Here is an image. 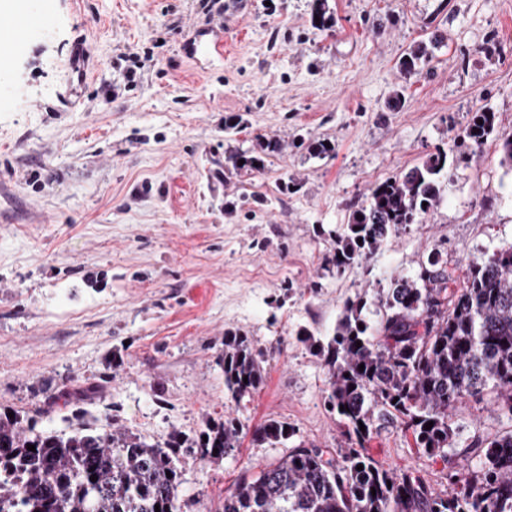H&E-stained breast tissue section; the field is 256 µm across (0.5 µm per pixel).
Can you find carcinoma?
<instances>
[{"mask_svg": "<svg viewBox=\"0 0 512 512\" xmlns=\"http://www.w3.org/2000/svg\"><path fill=\"white\" fill-rule=\"evenodd\" d=\"M328 11L327 0H312L321 29L332 26ZM426 56L425 46L412 47L400 66L410 73ZM494 131L493 112L474 113L464 130L471 154L481 153ZM447 176L448 152L439 149L374 184L353 221L335 235L337 270L368 259L419 223L440 201ZM451 281L447 266L431 257L415 276L343 301L333 333L314 347L328 403L350 447L334 455L293 446L224 493L223 512H512V432L459 448L453 427L460 405L486 395L512 419V245L471 262L461 286ZM371 306L383 312L374 324L364 314ZM263 363L247 337L225 334L224 388L231 399L258 391ZM383 423L398 425L416 447L448 463L446 490L436 491L414 469L377 465L367 443ZM202 435L196 448L205 460L234 451L246 431L239 419L226 417ZM295 435L290 423L272 419L253 431V440L275 448ZM180 447L177 435L159 444L109 425L81 424L66 434L0 416V512H181Z\"/></svg>", "mask_w": 512, "mask_h": 512, "instance_id": "obj_1", "label": "carcinoma"}]
</instances>
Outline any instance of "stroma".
Here are the masks:
<instances>
[{"instance_id":"1","label":"stroma","mask_w":512,"mask_h":512,"mask_svg":"<svg viewBox=\"0 0 512 512\" xmlns=\"http://www.w3.org/2000/svg\"><path fill=\"white\" fill-rule=\"evenodd\" d=\"M41 24L0 77V415L67 432L84 423L164 443L225 417L277 419L296 441L337 450L312 337L344 299L415 275L439 255L454 275L512 244V0H28ZM224 33L223 55L187 40ZM89 76L65 104L78 41ZM436 47L418 71L400 61ZM141 54L128 77L129 54ZM496 135L467 157L474 112ZM237 127L225 132L227 120ZM279 153L263 156L267 137ZM330 143L319 158L313 145ZM445 149L439 204L366 261L337 272L334 234L375 183ZM263 156L260 171L228 156ZM290 191H282V182ZM248 336L265 381L224 393V335ZM459 445L512 431L491 399L466 401ZM383 468H414L436 490L448 466L394 426L368 443ZM244 437L216 461L180 451L183 512H220L226 489L285 455Z\"/></svg>"}]
</instances>
